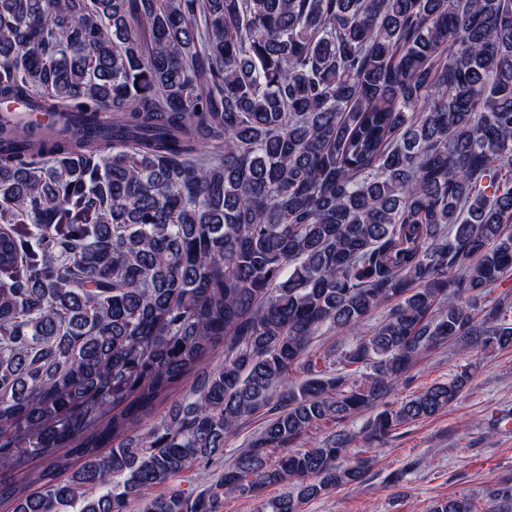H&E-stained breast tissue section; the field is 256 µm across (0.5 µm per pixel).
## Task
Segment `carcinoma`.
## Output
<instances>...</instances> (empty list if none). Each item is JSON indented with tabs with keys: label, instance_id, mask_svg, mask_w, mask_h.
<instances>
[{
	"label": "carcinoma",
	"instance_id": "1",
	"mask_svg": "<svg viewBox=\"0 0 512 512\" xmlns=\"http://www.w3.org/2000/svg\"><path fill=\"white\" fill-rule=\"evenodd\" d=\"M1 100L79 119L0 116L11 512H306L373 458L301 439L428 351L512 349V0H0ZM470 378L383 405L365 440ZM262 411L210 487L145 496ZM430 512H512V483ZM204 371L201 370L195 376L191 377L187 382H185V384L181 388L173 391L169 395V397L158 406V408L155 411L154 417L156 419H160L164 415H167L171 408L181 403L185 396V392L188 391L192 385L197 384L203 379L205 375Z\"/></svg>",
	"mask_w": 512,
	"mask_h": 512
}]
</instances>
